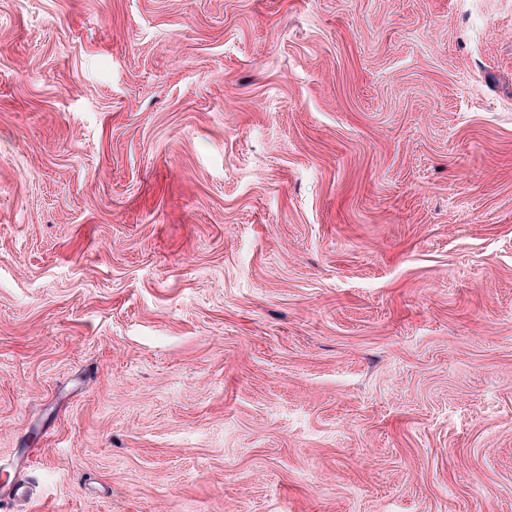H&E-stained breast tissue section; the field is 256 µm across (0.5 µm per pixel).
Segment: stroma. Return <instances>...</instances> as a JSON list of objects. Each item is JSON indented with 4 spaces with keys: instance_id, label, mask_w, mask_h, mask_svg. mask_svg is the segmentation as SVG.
Here are the masks:
<instances>
[{
    "instance_id": "stroma-1",
    "label": "stroma",
    "mask_w": 512,
    "mask_h": 512,
    "mask_svg": "<svg viewBox=\"0 0 512 512\" xmlns=\"http://www.w3.org/2000/svg\"><path fill=\"white\" fill-rule=\"evenodd\" d=\"M0 512H512V0H0Z\"/></svg>"
}]
</instances>
